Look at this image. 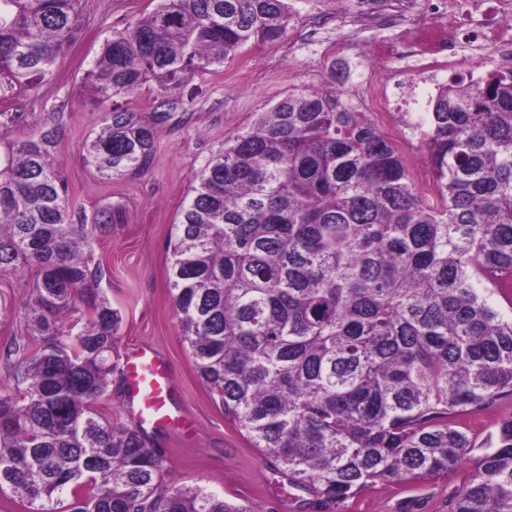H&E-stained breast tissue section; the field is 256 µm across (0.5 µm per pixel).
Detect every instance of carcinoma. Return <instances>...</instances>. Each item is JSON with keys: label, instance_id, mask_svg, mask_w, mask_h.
Masks as SVG:
<instances>
[{"label": "carcinoma", "instance_id": "cac0c4a2", "mask_svg": "<svg viewBox=\"0 0 512 512\" xmlns=\"http://www.w3.org/2000/svg\"><path fill=\"white\" fill-rule=\"evenodd\" d=\"M289 0H158L87 73L112 108L83 150L106 178L147 171L182 90L252 41L274 43ZM82 29L80 0H0V93L51 77ZM153 82L145 118L118 99ZM0 277H29L22 357L0 389V494L26 512H250L177 484L135 419L98 409L120 373L122 316L56 158L59 125L2 133ZM439 201L341 91L292 92L197 176L170 240L169 286L199 382L312 507L458 468V418L512 397V67L450 79L424 113ZM88 314L75 321L79 311ZM451 512H512V417L473 459Z\"/></svg>", "mask_w": 512, "mask_h": 512}]
</instances>
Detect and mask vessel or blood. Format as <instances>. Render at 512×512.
<instances>
[{"instance_id":"1","label":"vessel or blood","mask_w":512,"mask_h":512,"mask_svg":"<svg viewBox=\"0 0 512 512\" xmlns=\"http://www.w3.org/2000/svg\"><path fill=\"white\" fill-rule=\"evenodd\" d=\"M126 400L137 409L147 431H168L179 419L170 365L152 349L141 347L127 355Z\"/></svg>"}]
</instances>
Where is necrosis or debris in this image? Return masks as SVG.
Instances as JSON below:
<instances>
[{
	"label": "necrosis or debris",
	"instance_id": "1",
	"mask_svg": "<svg viewBox=\"0 0 512 512\" xmlns=\"http://www.w3.org/2000/svg\"><path fill=\"white\" fill-rule=\"evenodd\" d=\"M354 23L392 29L391 38L369 46L373 58L396 60L418 55L416 67L397 68L392 89L368 81L358 95L380 123L400 113V89L412 85L422 90L451 76L478 83V68L495 59L512 57V0H431L418 9L417 0H358Z\"/></svg>",
	"mask_w": 512,
	"mask_h": 512
}]
</instances>
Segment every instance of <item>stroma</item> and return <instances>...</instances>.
Instances as JSON below:
<instances>
[{"mask_svg":"<svg viewBox=\"0 0 512 512\" xmlns=\"http://www.w3.org/2000/svg\"><path fill=\"white\" fill-rule=\"evenodd\" d=\"M157 0H83L82 31L58 60L54 74L0 101V112H23L27 121L7 135L27 137L29 118L55 119L56 147L72 200L98 225L94 260L103 269L101 287L120 311L119 351L137 345L156 348L170 363L178 404L192 420L187 432L151 435L165 451L179 484L200 486L251 512H303L296 490L275 478L267 453L225 418L224 409L203 387L181 342V328L168 289V244L195 179L225 141L248 129L297 88H336L356 99L367 75L387 79L388 63L337 49L335 40L306 35L317 17L342 29L354 0H291L295 18L278 43L242 47L223 68L195 77L183 94V110L161 129L154 161L142 174L105 179L82 157V144L103 111L84 84L107 38L151 12ZM27 290L17 276L0 277V347L19 332ZM429 476L419 482L378 487L362 494L352 512H450L449 501L467 474Z\"/></svg>","mask_w":512,"mask_h":512,"instance_id":"stroma-1","label":"stroma"}]
</instances>
